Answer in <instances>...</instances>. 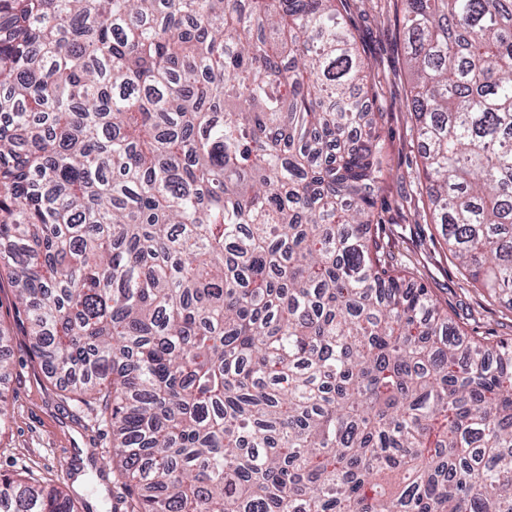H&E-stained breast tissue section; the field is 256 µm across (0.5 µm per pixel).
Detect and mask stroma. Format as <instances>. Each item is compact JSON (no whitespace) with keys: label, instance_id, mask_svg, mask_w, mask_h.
<instances>
[{"label":"stroma","instance_id":"stroma-1","mask_svg":"<svg viewBox=\"0 0 512 512\" xmlns=\"http://www.w3.org/2000/svg\"><path fill=\"white\" fill-rule=\"evenodd\" d=\"M395 9L396 0L342 3L366 63L368 84L378 93L369 108L384 115L385 152L392 168L380 202L388 218L384 240L453 322L483 334L512 336V311L488 302L464 279L425 216L420 143L407 110L411 76ZM14 303L9 281L0 282V326L9 333L8 341L0 343V355L11 364L10 376L0 380L10 416V428L0 436V472L31 471L52 479L73 496L78 512H123L125 491L115 479L108 429L98 426L92 408L61 397L44 364L30 353Z\"/></svg>","mask_w":512,"mask_h":512}]
</instances>
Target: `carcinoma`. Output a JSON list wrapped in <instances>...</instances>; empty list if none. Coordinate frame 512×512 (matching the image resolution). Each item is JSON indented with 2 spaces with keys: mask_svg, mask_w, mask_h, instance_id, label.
<instances>
[{
  "mask_svg": "<svg viewBox=\"0 0 512 512\" xmlns=\"http://www.w3.org/2000/svg\"><path fill=\"white\" fill-rule=\"evenodd\" d=\"M395 22L425 215L512 306V0ZM371 94L339 0H0V278L125 512H512V338L386 249Z\"/></svg>",
  "mask_w": 512,
  "mask_h": 512,
  "instance_id": "cac0c4a2",
  "label": "carcinoma"
}]
</instances>
